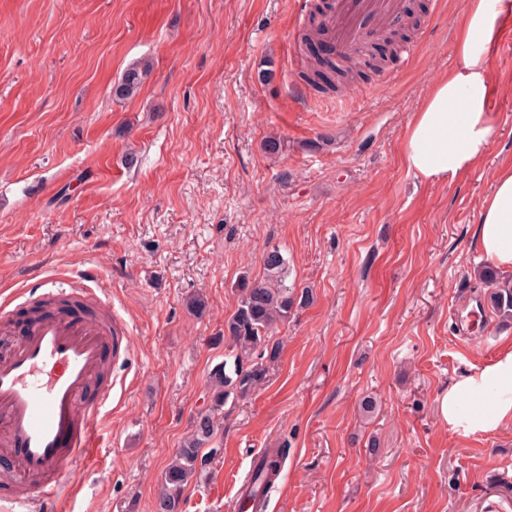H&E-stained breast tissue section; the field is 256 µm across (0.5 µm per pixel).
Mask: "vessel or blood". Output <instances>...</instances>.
Masks as SVG:
<instances>
[{"label":"vessel or blood","instance_id":"1","mask_svg":"<svg viewBox=\"0 0 512 512\" xmlns=\"http://www.w3.org/2000/svg\"><path fill=\"white\" fill-rule=\"evenodd\" d=\"M401 0H333L324 23L339 54H352L371 34L397 24ZM44 298L66 294L97 303L100 314H44L0 358V457L7 459L20 493L11 512H51L65 491L67 467L88 465L103 439L111 383L101 382L109 360L126 359L130 339L119 329L96 269L48 275ZM263 489H241L235 512H254Z\"/></svg>","mask_w":512,"mask_h":512}]
</instances>
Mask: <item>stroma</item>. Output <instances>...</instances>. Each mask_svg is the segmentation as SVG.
Returning a JSON list of instances; mask_svg holds the SVG:
<instances>
[{
	"mask_svg": "<svg viewBox=\"0 0 512 512\" xmlns=\"http://www.w3.org/2000/svg\"><path fill=\"white\" fill-rule=\"evenodd\" d=\"M402 6L420 18L413 57L319 96L294 86L310 24L296 0H0V290L94 267L132 340L99 463L66 470L57 512H154L224 359L236 285L262 278L275 245L313 298L275 328L267 383L220 411L224 453L183 512H229L256 456L284 445L267 512H512V421L471 433L438 410L512 350V324L473 313L480 203L512 165V48L494 60L481 163L424 179L403 142L455 62L465 0ZM142 61L140 92L113 98Z\"/></svg>",
	"mask_w": 512,
	"mask_h": 512,
	"instance_id": "35a3bbf8",
	"label": "stroma"
}]
</instances>
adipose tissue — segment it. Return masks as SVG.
<instances>
[{"mask_svg":"<svg viewBox=\"0 0 512 512\" xmlns=\"http://www.w3.org/2000/svg\"><path fill=\"white\" fill-rule=\"evenodd\" d=\"M512 25V0H469L456 31V64L431 86L404 139L410 169L428 180L453 178L477 166L496 130L490 102L499 92L492 60L501 32ZM476 246L485 259L512 271V167L497 171L491 193L480 205ZM494 387L490 409L471 415V400ZM449 425L488 431L512 421V351L491 366L451 385L439 401Z\"/></svg>","mask_w":512,"mask_h":512,"instance_id":"obj_1","label":"adipose tissue"}]
</instances>
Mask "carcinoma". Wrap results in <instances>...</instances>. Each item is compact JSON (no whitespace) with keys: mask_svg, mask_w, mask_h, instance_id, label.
<instances>
[{"mask_svg":"<svg viewBox=\"0 0 512 512\" xmlns=\"http://www.w3.org/2000/svg\"><path fill=\"white\" fill-rule=\"evenodd\" d=\"M321 37L313 31L303 35L302 52L307 68L300 79L311 89L323 93L340 86H352L362 74L357 62L342 59L337 55L326 56L318 49ZM151 72L147 62L133 64L113 86V95L128 99L137 95ZM265 278L250 281L243 276L237 284L238 305L233 315L224 324V344L228 353L224 361L216 364L208 373L207 396L210 406L193 418L191 432L184 439L165 468L158 500L160 512H182L183 494L194 476L205 472L214 461L209 449L221 447L216 441L218 433L217 411L228 400L249 396L268 378L270 369L280 355L279 343L273 341L275 326L291 316L292 311L310 302L308 289L295 293L288 287V258L278 247L266 251L263 256ZM479 279L490 288L484 302L499 317L512 318V281L500 277L497 270L485 266ZM285 453L267 455L260 465L251 471L250 481L264 482V491L274 488L273 481L279 475Z\"/></svg>","mask_w":512,"mask_h":512,"instance_id":"carcinoma-1","label":"carcinoma"}]
</instances>
